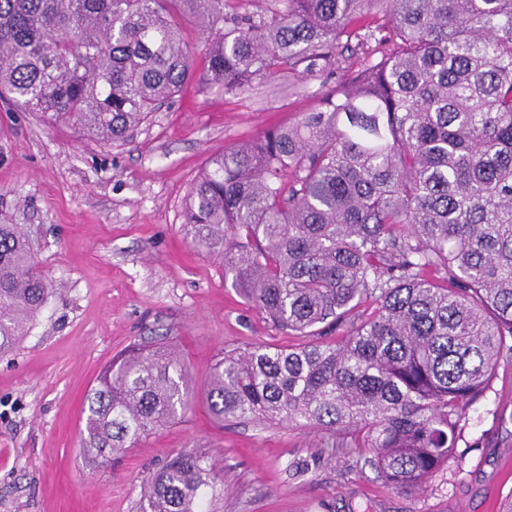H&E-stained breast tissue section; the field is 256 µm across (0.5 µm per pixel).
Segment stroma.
Segmentation results:
<instances>
[{"instance_id": "1", "label": "stroma", "mask_w": 512, "mask_h": 512, "mask_svg": "<svg viewBox=\"0 0 512 512\" xmlns=\"http://www.w3.org/2000/svg\"><path fill=\"white\" fill-rule=\"evenodd\" d=\"M335 78L272 77L227 94L189 80L122 144L0 102V224H21L51 292L0 354V512H136L170 455L224 468V512H503L512 502V357L462 425L452 458L417 493L390 489L358 451L328 458L308 425H219L201 401L214 364L256 344L299 345L196 251L184 222L199 172L224 148L298 121ZM147 336L187 365L193 408L108 467L79 448L82 400L101 371Z\"/></svg>"}]
</instances>
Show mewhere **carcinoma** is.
<instances>
[{"mask_svg": "<svg viewBox=\"0 0 512 512\" xmlns=\"http://www.w3.org/2000/svg\"><path fill=\"white\" fill-rule=\"evenodd\" d=\"M240 2L0 0V99L114 144L195 75L227 94L336 76L296 123L224 149L192 185L193 247L309 338L224 354L202 397L220 424L322 428L338 435L328 455L365 451L382 484L419 490L512 354V0ZM49 290L27 231L0 224V354ZM185 375L164 337L111 362L84 398L87 462L185 415ZM138 512H224L223 467L174 455ZM182 34L190 54L197 57V63L200 65L204 50V39L199 30L197 21L193 17L187 15L183 18Z\"/></svg>", "mask_w": 512, "mask_h": 512, "instance_id": "1", "label": "carcinoma"}]
</instances>
